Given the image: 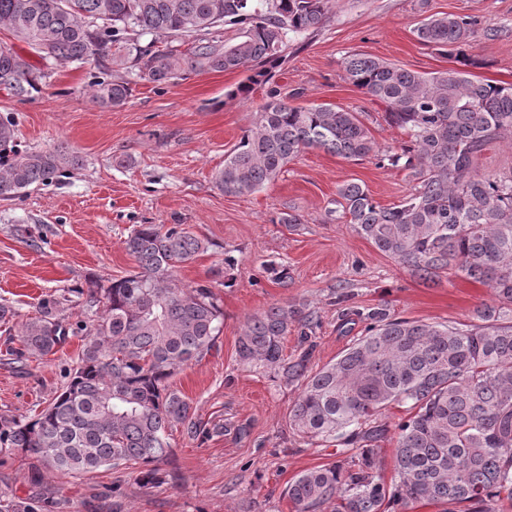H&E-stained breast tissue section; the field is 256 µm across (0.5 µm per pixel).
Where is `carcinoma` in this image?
I'll use <instances>...</instances> for the list:
<instances>
[{
  "label": "carcinoma",
  "mask_w": 512,
  "mask_h": 512,
  "mask_svg": "<svg viewBox=\"0 0 512 512\" xmlns=\"http://www.w3.org/2000/svg\"><path fill=\"white\" fill-rule=\"evenodd\" d=\"M332 0H0V28L45 63H108L157 85L188 72L247 73L231 98L267 87L265 102L216 173L226 194L247 195L278 180L307 150L407 172L411 191L383 206L365 185L343 182L336 210L379 251L425 283L443 274L490 289L468 322L431 325L397 318L384 306L348 309L364 335L336 361L309 368V349L294 357L283 340L307 343L318 312L274 306L249 319L238 338L239 361L304 388L289 416L303 439L335 444L336 463L298 474L286 495L293 512H408L415 503L446 504L443 512H512V170H477L484 148L512 135V85L477 78L468 53L475 19L429 16L416 39L453 66L420 73L362 53L343 59L346 78L385 106L382 119L407 140L377 147L366 113L330 104L294 106L270 86L272 69L296 35L329 18ZM235 30L226 39L221 29ZM152 40L142 43V38ZM167 39L163 49L155 38ZM48 72L0 47V89L19 99L41 90ZM128 80L98 81L96 101L119 107ZM65 147H20L12 113H0V200L79 166ZM136 269L103 285L75 290L83 312L64 323L68 297L39 299L18 337L5 339L18 363L57 353L78 337L81 353L61 392L39 413H0V466L22 456L80 478L104 467L139 466L145 485L165 482L168 430L192 438L224 432L196 419L172 388L175 371L216 348L223 312L211 288H181L175 271L204 250L180 224H140L124 240ZM19 346H14V342ZM397 406L406 416L392 423ZM392 437L394 476L386 480L377 443ZM67 501L44 490L0 494V512H63Z\"/></svg>",
  "instance_id": "carcinoma-1"
}]
</instances>
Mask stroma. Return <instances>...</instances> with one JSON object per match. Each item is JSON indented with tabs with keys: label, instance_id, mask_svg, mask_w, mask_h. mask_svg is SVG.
Returning a JSON list of instances; mask_svg holds the SVG:
<instances>
[{
	"label": "stroma",
	"instance_id": "35a3bbf8",
	"mask_svg": "<svg viewBox=\"0 0 512 512\" xmlns=\"http://www.w3.org/2000/svg\"><path fill=\"white\" fill-rule=\"evenodd\" d=\"M443 13L480 23L469 48L481 62L476 76L512 83V0H334L320 29L290 41L273 81L293 105L326 102L369 112L377 147L398 145L404 132L383 121L380 105L345 78L341 62L363 53L421 73L448 69L450 58L413 34L423 18ZM487 27L495 36L484 35ZM96 76L118 74L56 64L32 97L0 91V113L14 115L23 148L63 146L82 161L52 183L0 200V304L15 312L9 325L0 324V341L6 331H19L44 295L133 271L124 241L137 225H184L205 250L178 268L176 279L184 288H212L224 316L216 349L179 370L171 385L190 399L198 419L223 424L224 432L198 440L174 428L173 454L162 466L166 481L157 488L142 487L136 471L111 469L78 480L46 471L42 484L67 499L66 512H291L289 482L333 463L334 450L302 440L288 423L302 384L239 363L246 322L273 305L318 311L310 359L317 370L362 334L359 324L340 332V292L351 294L354 308L385 304L399 317L453 325L468 321L490 290L460 276L426 287L337 212L336 189L346 180L365 184L380 204L397 203L410 190L402 169L309 150L260 191L224 194L215 174L265 98L261 88L247 101L230 97L242 72L191 73L162 85L136 78L118 108L93 100ZM290 208L301 225L280 224ZM228 257L235 261L229 270ZM270 263L287 265V284L272 280ZM80 347L74 337L55 355L15 364L0 351V413L27 416L45 407ZM115 484L124 491L118 500L110 492Z\"/></svg>",
	"mask_w": 512,
	"mask_h": 512
}]
</instances>
